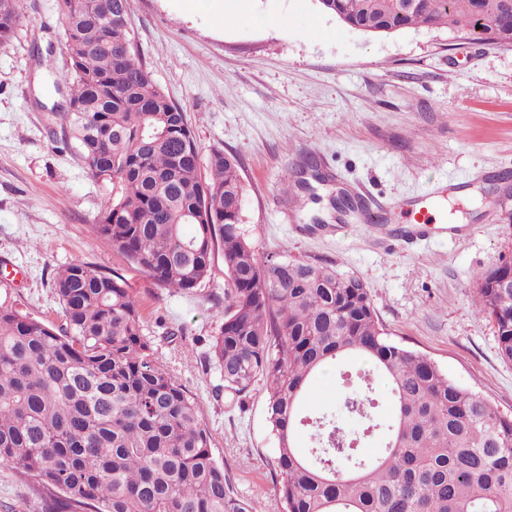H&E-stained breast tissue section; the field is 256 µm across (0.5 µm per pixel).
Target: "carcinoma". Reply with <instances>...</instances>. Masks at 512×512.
Returning <instances> with one entry per match:
<instances>
[{"label":"carcinoma","instance_id":"cac0c4a2","mask_svg":"<svg viewBox=\"0 0 512 512\" xmlns=\"http://www.w3.org/2000/svg\"><path fill=\"white\" fill-rule=\"evenodd\" d=\"M27 0H0V40ZM369 34L445 26L512 44V0H319ZM71 65L68 127L88 175L112 184L91 225L156 287L191 293L222 250L224 323L209 360L224 390L267 394L284 512H512V418L458 385L429 356L394 342L363 278L334 266L262 256L243 225L238 160L211 154L208 177L183 109L140 60L128 0H58ZM512 261L475 280L512 362ZM59 328L0 306V465L27 475L45 512H254L212 452L197 399L159 361L139 302L120 274L75 261L56 272ZM356 357L389 387L390 424L375 388L347 394L348 414L381 434L373 459L329 411L312 412L310 381ZM311 421L308 453L297 430Z\"/></svg>","mask_w":512,"mask_h":512}]
</instances>
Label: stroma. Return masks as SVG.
<instances>
[{"mask_svg":"<svg viewBox=\"0 0 512 512\" xmlns=\"http://www.w3.org/2000/svg\"><path fill=\"white\" fill-rule=\"evenodd\" d=\"M140 59L181 106L202 158L235 156L243 224L256 251L363 278L392 338L421 351L461 386L512 417V362L479 314L477 273L512 255V46H488L444 27L367 35L318 0H128ZM0 43V304L62 322L56 271L81 260L125 276L160 361L193 395L212 452L235 493L274 512L275 440L266 393L216 395L211 338L222 323L224 260L189 294L134 271L90 226L111 196L77 156L53 92L68 70L56 0H30ZM315 156L322 179L302 173ZM465 185L449 223L458 241L408 247L343 213L338 194L403 218L397 206L441 185ZM0 512H43L27 477L0 466Z\"/></svg>","mask_w":512,"mask_h":512,"instance_id":"35a3bbf8","label":"stroma"}]
</instances>
